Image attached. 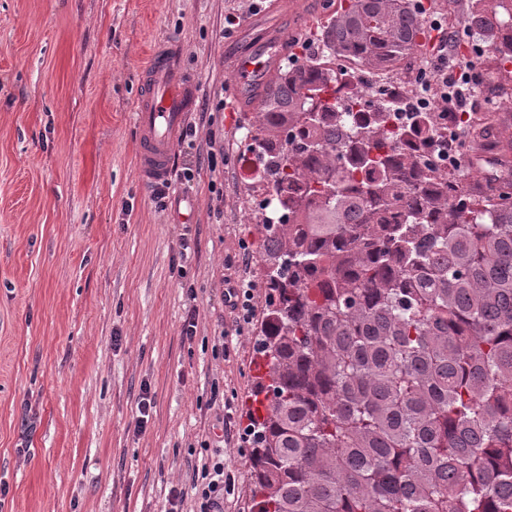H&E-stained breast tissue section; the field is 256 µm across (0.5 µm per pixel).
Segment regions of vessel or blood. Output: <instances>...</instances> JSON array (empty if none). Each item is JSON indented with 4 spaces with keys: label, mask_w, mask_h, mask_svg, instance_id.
Returning a JSON list of instances; mask_svg holds the SVG:
<instances>
[{
    "label": "vessel or blood",
    "mask_w": 512,
    "mask_h": 512,
    "mask_svg": "<svg viewBox=\"0 0 512 512\" xmlns=\"http://www.w3.org/2000/svg\"><path fill=\"white\" fill-rule=\"evenodd\" d=\"M273 8L287 18L289 32H266L261 39L237 48L225 62L234 75L237 101L273 87L277 64L288 51L290 31L301 30L310 17L298 0H275ZM177 57L176 43L155 46L142 71L144 93L137 112V166L141 181L148 188L169 179L176 134L191 110L190 89L178 68Z\"/></svg>",
    "instance_id": "obj_1"
}]
</instances>
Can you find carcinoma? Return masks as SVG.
<instances>
[{"label":"carcinoma","mask_w":512,"mask_h":512,"mask_svg":"<svg viewBox=\"0 0 512 512\" xmlns=\"http://www.w3.org/2000/svg\"><path fill=\"white\" fill-rule=\"evenodd\" d=\"M497 2L464 24L512 60V0ZM421 26L410 0H350L320 56L248 96L272 193L251 512H512V142L485 112L475 141L494 157L441 173L394 101L336 69L400 65Z\"/></svg>","instance_id":"carcinoma-1"}]
</instances>
